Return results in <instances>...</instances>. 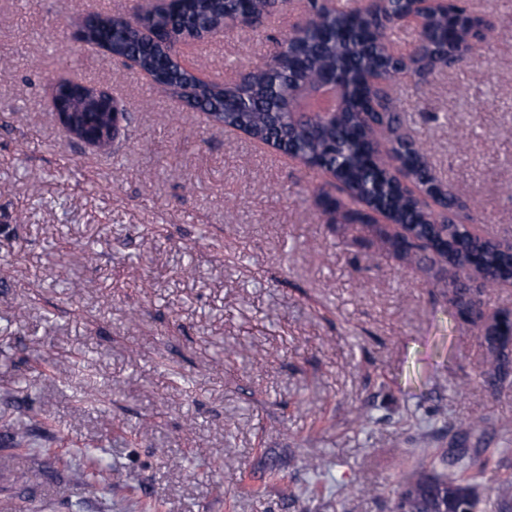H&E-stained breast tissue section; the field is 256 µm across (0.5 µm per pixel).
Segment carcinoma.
I'll return each instance as SVG.
<instances>
[{"mask_svg": "<svg viewBox=\"0 0 512 512\" xmlns=\"http://www.w3.org/2000/svg\"><path fill=\"white\" fill-rule=\"evenodd\" d=\"M402 7L401 0L369 4L351 0L345 10L335 14L318 8L294 30V40L283 38L269 61L231 83L196 80L180 67L177 42L202 39L212 30L223 32L228 13L242 11L262 20L268 13L269 0H181L177 7L156 13L141 29L115 23L109 12L97 13L94 22L85 24L82 31L90 45L107 50L117 61L137 58L143 68L192 109L211 115L222 125L237 126L252 138L274 140L284 151L299 155L306 166L329 168L336 180L333 187L345 192V198L323 186L315 190V198L331 220L363 225L371 244L409 264L431 268L439 264L437 257L446 259L447 274L434 276L431 287L454 309L461 323L477 332L486 331L483 340L491 361L481 376L486 387L496 391L512 386V345L500 340L512 336V319L503 313L482 328L483 295L496 283L512 280V249L473 237L463 224L428 221L389 173L390 161L396 159L408 176L429 182L433 174L428 158L420 146L410 153L392 147L390 154L376 155L364 84L368 73L384 71L393 77L406 68L414 69L424 79L431 73L422 65L428 56L440 58L446 53L453 67L471 65L472 58L458 57L454 52L470 35L471 26L463 19L465 7L451 6L448 12L429 19L409 52L393 57L387 52L386 42L396 28L394 16ZM327 71L344 73L353 85L340 111L330 120L290 119V90ZM66 103L78 122L87 113L98 114L104 127L111 121L92 91L81 97L70 94ZM379 121L390 139L407 118L394 111L380 116ZM378 208L388 211L395 223L404 225L407 235L399 238L382 225L371 223L368 211ZM469 262L485 273L486 283L479 288L462 280ZM480 424L479 419L466 422L455 432V447L437 448L434 454L413 461L410 475L400 486L395 512H479L482 491L476 477L451 478L436 465L482 471L487 449L464 447ZM34 444L27 424L17 422L11 447L30 448Z\"/></svg>", "mask_w": 512, "mask_h": 512, "instance_id": "cac0c4a2", "label": "carcinoma"}]
</instances>
